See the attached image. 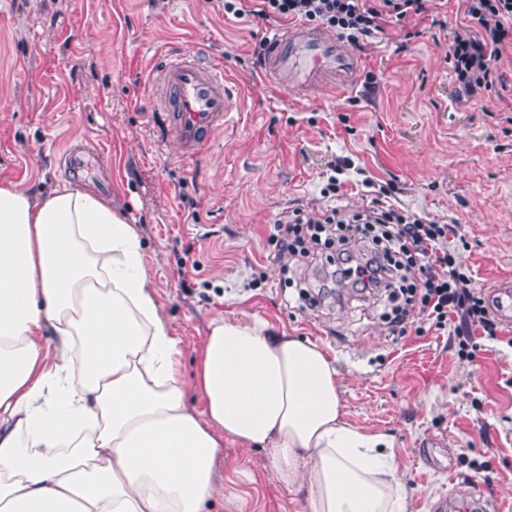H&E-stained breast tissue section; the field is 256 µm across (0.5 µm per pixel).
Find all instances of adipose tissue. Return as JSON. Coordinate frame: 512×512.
<instances>
[{
    "mask_svg": "<svg viewBox=\"0 0 512 512\" xmlns=\"http://www.w3.org/2000/svg\"><path fill=\"white\" fill-rule=\"evenodd\" d=\"M180 357L111 200L0 184V512H206L228 437L270 448L312 512H406L393 444L345 421L324 348L213 319L199 411Z\"/></svg>",
    "mask_w": 512,
    "mask_h": 512,
    "instance_id": "adipose-tissue-1",
    "label": "adipose tissue"
}]
</instances>
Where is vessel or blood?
<instances>
[{"label":"vessel or blood","mask_w":512,"mask_h":512,"mask_svg":"<svg viewBox=\"0 0 512 512\" xmlns=\"http://www.w3.org/2000/svg\"><path fill=\"white\" fill-rule=\"evenodd\" d=\"M359 74L360 61L344 40L306 23L288 26L265 41L263 77L301 96L353 89ZM152 80L166 90L157 103L166 136L187 156L208 147L237 106L238 91L225 80L223 66L204 64L184 49L165 52ZM489 301L497 319L512 324V284L495 285ZM459 496L454 512H500L498 501L465 489Z\"/></svg>","instance_id":"vessel-or-blood-1"}]
</instances>
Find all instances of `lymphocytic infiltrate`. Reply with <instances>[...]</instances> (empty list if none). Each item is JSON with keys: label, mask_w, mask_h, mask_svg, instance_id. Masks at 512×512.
Returning <instances> with one entry per match:
<instances>
[{"label": "lymphocytic infiltrate", "mask_w": 512, "mask_h": 512, "mask_svg": "<svg viewBox=\"0 0 512 512\" xmlns=\"http://www.w3.org/2000/svg\"><path fill=\"white\" fill-rule=\"evenodd\" d=\"M441 0H224L225 13L268 23L304 21L331 29L353 43L382 32L389 19L432 15ZM467 28L448 44L447 58L461 95L474 97L502 79L512 54V0H462ZM449 225L435 224L384 206L350 213L334 207L313 219L293 209L277 223L271 243L278 255L297 262L324 260L357 293H383L390 305L382 317L406 327L412 313L445 326L458 318L466 327L458 337V356L471 361L477 344L471 328L495 335L496 324L468 275L445 249Z\"/></svg>", "instance_id": "obj_1"}]
</instances>
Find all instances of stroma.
<instances>
[{
	"label": "stroma",
	"instance_id": "obj_1",
	"mask_svg": "<svg viewBox=\"0 0 512 512\" xmlns=\"http://www.w3.org/2000/svg\"><path fill=\"white\" fill-rule=\"evenodd\" d=\"M442 24L390 22L356 52L355 91L301 100L271 86L254 49L274 26L235 18L224 0H0V182L37 194L62 185L112 197L139 235L147 274L182 351L185 379L213 318L267 322L334 358L347 421L388 435L410 486L407 512L457 487L512 501V327L474 335L457 355L456 321L397 336L332 294L326 267L295 265L327 288L314 310L290 307L269 239L294 208L319 217L366 208L360 183L391 187L394 207L452 225L448 247L475 287L512 281V59L490 90L460 96L446 57L464 26L459 0ZM198 48L244 94L194 160L161 141L150 79L170 46ZM375 84H368L367 74ZM100 151L75 176L62 151ZM352 167L339 196L332 163ZM211 512H310L308 488L281 482L266 448L224 440Z\"/></svg>",
	"mask_w": 512,
	"mask_h": 512
}]
</instances>
